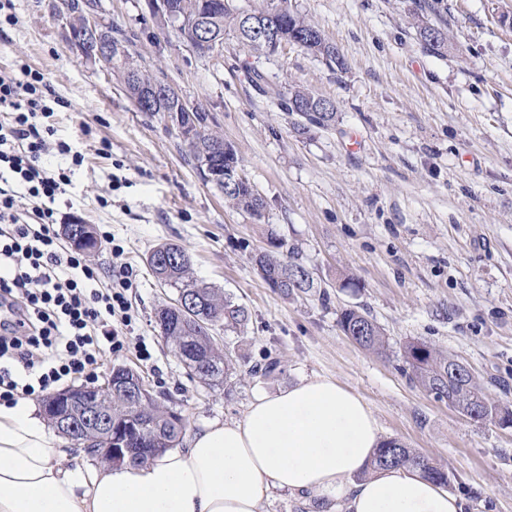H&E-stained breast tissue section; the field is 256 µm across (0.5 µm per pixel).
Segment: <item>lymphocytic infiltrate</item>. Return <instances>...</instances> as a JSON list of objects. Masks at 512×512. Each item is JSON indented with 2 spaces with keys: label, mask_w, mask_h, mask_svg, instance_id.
<instances>
[{
  "label": "lymphocytic infiltrate",
  "mask_w": 512,
  "mask_h": 512,
  "mask_svg": "<svg viewBox=\"0 0 512 512\" xmlns=\"http://www.w3.org/2000/svg\"><path fill=\"white\" fill-rule=\"evenodd\" d=\"M44 77L0 71V400L17 402L55 386L94 377L102 349L122 351L135 316L129 265L113 267L106 287L79 250L61 246L56 201L68 177L46 156L80 152L55 139ZM25 186L19 208L9 183Z\"/></svg>",
  "instance_id": "1"
}]
</instances>
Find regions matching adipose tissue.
Returning <instances> with one entry per match:
<instances>
[{"label": "adipose tissue", "mask_w": 512, "mask_h": 512, "mask_svg": "<svg viewBox=\"0 0 512 512\" xmlns=\"http://www.w3.org/2000/svg\"><path fill=\"white\" fill-rule=\"evenodd\" d=\"M382 436L361 396L324 376L257 392L242 419L138 465L77 461L37 406L0 403V512H259L270 489L332 493L342 512H463L416 470H371Z\"/></svg>", "instance_id": "obj_1"}]
</instances>
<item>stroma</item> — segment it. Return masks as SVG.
Wrapping results in <instances>:
<instances>
[{"mask_svg":"<svg viewBox=\"0 0 512 512\" xmlns=\"http://www.w3.org/2000/svg\"><path fill=\"white\" fill-rule=\"evenodd\" d=\"M54 2L13 0L0 71L44 75L60 101L55 136L84 156L74 168L46 160L71 170L65 211L111 234L133 270L131 339L152 361L107 350L100 376L115 366L146 376L186 418L184 448L208 422L241 419L256 392L324 375L365 400L384 438L444 467L464 512H512V428L435 400L403 358L411 342L446 350L490 400L512 404V0H288L339 50L341 70L292 45L258 55L231 35L199 56L148 22L147 0H101L106 18L136 32L141 65L233 148L265 202L259 222L203 180L169 119L137 111L118 75L80 60ZM417 18L447 32L445 55L423 47ZM291 87L331 100L335 125L297 134L282 99ZM273 233L300 251L322 293L286 298L263 280L254 256ZM165 242L190 255L193 280L249 314L244 329L216 332L233 355L218 385L190 379L156 324L178 295L146 262ZM351 306L380 327L385 354L341 330ZM270 356L277 378L250 375Z\"/></svg>","mask_w":512,"mask_h":512,"instance_id":"stroma-1","label":"stroma"}]
</instances>
